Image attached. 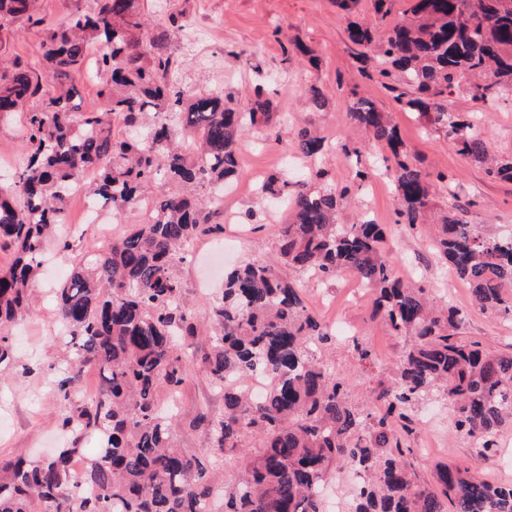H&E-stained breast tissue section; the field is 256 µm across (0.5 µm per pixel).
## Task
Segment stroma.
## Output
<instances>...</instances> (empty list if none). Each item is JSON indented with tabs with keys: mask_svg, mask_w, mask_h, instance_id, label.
<instances>
[{
	"mask_svg": "<svg viewBox=\"0 0 512 512\" xmlns=\"http://www.w3.org/2000/svg\"><path fill=\"white\" fill-rule=\"evenodd\" d=\"M153 24L185 13L186 25L174 36L171 53L182 63V87L196 94L224 93L236 106L247 107L255 94L271 98L281 117L272 126L248 129L239 153L237 190L224 197V214L230 224L225 239H237L225 266L276 255L278 227L283 212L262 199L258 187L272 174L298 176L308 160L297 155L294 135L308 128L326 135L334 144L319 161L336 184H347L354 164L344 146H355L361 135L348 122L354 95L373 101L389 112L411 156L430 172L445 170L455 190H440L433 198L438 210L452 201L466 204V221L478 231L512 234V182L489 179L483 168L458 153L443 130L424 124L415 113L402 110L375 69V58L360 56L347 38L346 20L331 0H141ZM41 37L36 29L16 21L0 25V52L20 56L31 69H39ZM320 86L328 105L318 111L307 103L311 85ZM484 125L495 154L512 157V100L499 101L485 112ZM396 202L391 180L369 181L353 188L345 198L338 221L351 224L368 215L387 229L386 256L395 274L425 288L438 300L462 309L464 337L482 341L495 352H512V322H505L475 306L467 286L435 256L431 241L435 226L410 233L396 224ZM58 279L42 275L32 290L31 309L13 331L16 365L0 374V456L36 455L58 442L61 407L54 397L52 379L64 350L51 328L58 323L53 290ZM305 302L324 322L335 325L333 365L348 378L351 400L367 402L370 391L390 383L391 366L409 339L393 335L381 319L371 314L370 294L358 291L353 276L343 274L330 283H308ZM371 355L360 359L358 347ZM182 413L217 415L224 410V394L213 389L205 376L186 384L176 401ZM418 427L410 438L411 461L421 475L435 464L478 466L467 439L453 430L452 411L438 395L416 409ZM504 448L495 462L481 467L494 483H512V432L502 437Z\"/></svg>",
	"mask_w": 512,
	"mask_h": 512,
	"instance_id": "obj_1",
	"label": "stroma"
}]
</instances>
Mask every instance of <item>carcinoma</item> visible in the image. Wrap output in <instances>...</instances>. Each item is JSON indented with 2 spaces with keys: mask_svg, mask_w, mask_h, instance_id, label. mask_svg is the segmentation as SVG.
I'll return each mask as SVG.
<instances>
[{
  "mask_svg": "<svg viewBox=\"0 0 512 512\" xmlns=\"http://www.w3.org/2000/svg\"><path fill=\"white\" fill-rule=\"evenodd\" d=\"M358 0H334L348 17V40L372 47L393 83L396 101L445 131L458 151L512 181V158L492 156L483 130L468 114L450 112L448 93L461 86L471 101L492 106L512 99V0H412L403 18L382 31L354 19ZM41 31V73L21 57L0 59V120L24 116V158L0 189V249L13 260L0 268V366L13 363L12 324L30 303L47 243L71 269L54 299L69 355L53 379L67 439L49 459H0V512H205L224 462H238L237 481L224 487V512H322L320 488L338 469L354 468L361 483L349 512H512V484L496 485L467 468L437 464L427 480L410 461L414 409L439 391L453 411L457 435L481 443L476 459L494 462L497 441L512 428V353L488 350L457 331L465 314L436 307L424 288L396 277L384 244L386 229L362 218L338 223L347 186L310 169L298 180L268 176L260 194L287 202L273 261L252 259L224 275V289L197 313L182 301L175 266L185 245L224 234L220 203L199 198L239 174L243 132L269 125L272 102L256 95L240 112L224 94H191L176 79L181 62L169 52L174 31L149 27L139 0H85L65 21L49 22L38 0H0V18ZM96 45L105 52L91 68L101 109L80 111L77 77ZM413 88L412 94L399 86ZM367 144L344 147L363 183L385 151L399 208L397 223L416 231L434 213L445 172L430 173L404 148L389 113L354 97L347 113ZM306 158L330 143L308 129L297 133ZM94 207L122 216L150 202L149 220L91 252L61 238L70 188ZM433 242L440 262L470 288L474 304L512 321V236L482 234L455 206L440 216ZM341 272L371 290L372 315L411 343L394 365L389 386L371 391L370 407L350 400L349 382L321 357L335 339L305 304L291 274L328 283ZM208 326L201 370L224 387V413L188 422L207 435L208 460L177 444L181 415L172 399L194 372L193 340ZM101 376L97 395L83 399L85 371ZM265 372L272 383L253 400L228 378ZM96 435L102 446L79 472Z\"/></svg>",
  "mask_w": 512,
  "mask_h": 512,
  "instance_id": "obj_1",
  "label": "carcinoma"
}]
</instances>
